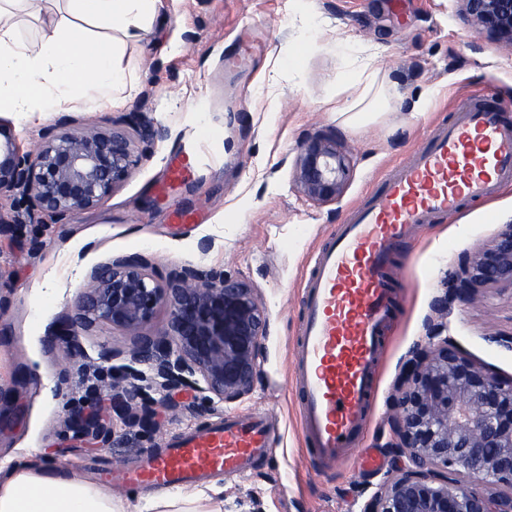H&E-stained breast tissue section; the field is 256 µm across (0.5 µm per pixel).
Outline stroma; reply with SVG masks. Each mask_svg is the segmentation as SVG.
Returning <instances> with one entry per match:
<instances>
[{
  "label": "stroma",
  "mask_w": 512,
  "mask_h": 512,
  "mask_svg": "<svg viewBox=\"0 0 512 512\" xmlns=\"http://www.w3.org/2000/svg\"><path fill=\"white\" fill-rule=\"evenodd\" d=\"M117 56L137 93L116 108L77 105L45 117L6 113L20 151H35L46 130L106 127L139 112L163 131L138 169L96 208L72 219L42 215L20 237L0 238V386L24 379L26 392L0 423V461L51 465L110 489L125 512H145L148 495L115 478V460L138 464L140 449L227 415H264L275 451L242 476L212 474L200 491L224 512H359L386 480L392 457L395 381L410 351L428 342V322L478 365L512 379V290L483 288L473 302L447 299L460 259L489 248L512 224V181L484 200L416 225L396 244L393 315L384 329L373 404L357 448L327 465L314 459L295 391L300 304L316 251L362 206L381 175L455 111L484 92L512 119V49L464 19L460 0H161L150 30L121 38ZM372 60L388 111L353 115L344 107ZM335 136L351 159L339 199L317 203L293 181L302 144ZM197 153L180 178L170 167L187 142ZM148 257L158 277L184 265L224 270L255 288L267 317L259 371L243 400L196 404L177 395L151 435L115 420L94 448L70 417L92 399L132 338L100 324L73 345L50 346L90 273L109 259ZM448 309L436 315L439 300ZM66 388H59L61 372Z\"/></svg>",
  "instance_id": "obj_1"
}]
</instances>
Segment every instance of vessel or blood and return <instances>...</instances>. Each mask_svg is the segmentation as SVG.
Instances as JSON below:
<instances>
[{"instance_id": "obj_1", "label": "vessel or blood", "mask_w": 512, "mask_h": 512, "mask_svg": "<svg viewBox=\"0 0 512 512\" xmlns=\"http://www.w3.org/2000/svg\"><path fill=\"white\" fill-rule=\"evenodd\" d=\"M512 180V125L496 106L462 109L411 159L386 175L317 252L303 304L295 370L300 413L314 455L343 459L364 424L381 334L391 310L384 273L391 248L413 225L486 198ZM263 417L228 416L169 442L121 477L143 490L235 475L271 453Z\"/></svg>"}]
</instances>
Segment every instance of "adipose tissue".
<instances>
[{
    "label": "adipose tissue",
    "instance_id": "ef3b65f1",
    "mask_svg": "<svg viewBox=\"0 0 512 512\" xmlns=\"http://www.w3.org/2000/svg\"><path fill=\"white\" fill-rule=\"evenodd\" d=\"M0 0V112L45 114L66 104L115 106L127 86L108 32L152 26L160 0ZM0 512H124L111 492L63 469H0Z\"/></svg>",
    "mask_w": 512,
    "mask_h": 512
}]
</instances>
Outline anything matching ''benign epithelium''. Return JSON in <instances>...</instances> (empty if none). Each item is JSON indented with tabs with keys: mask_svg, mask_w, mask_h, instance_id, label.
I'll return each instance as SVG.
<instances>
[{
	"mask_svg": "<svg viewBox=\"0 0 512 512\" xmlns=\"http://www.w3.org/2000/svg\"><path fill=\"white\" fill-rule=\"evenodd\" d=\"M466 17L512 48V0H460ZM161 137L138 112L103 130H48L34 154H21L9 125L0 122V197L24 200L27 216L60 220L96 207L138 168L141 144ZM350 158L336 140L315 136L301 146L294 182L308 199L327 203L343 192ZM489 285L512 287V225L494 244L462 257L451 288L475 300ZM166 324L142 333L160 311ZM98 324L133 336L127 373L112 380L100 408L71 416L75 434L99 444L113 416L153 432L157 410L137 401L143 387L169 395L186 387L203 400L233 403L249 395L259 367L267 320L245 281L222 270L183 266L156 278L142 255L118 256L95 268L74 310L51 344H70ZM389 447L404 458L360 512H512V381L505 382L455 351L448 339L417 346L401 367Z\"/></svg>",
	"mask_w": 512,
	"mask_h": 512,
	"instance_id": "benign-epithelium-1",
	"label": "benign epithelium"
}]
</instances>
